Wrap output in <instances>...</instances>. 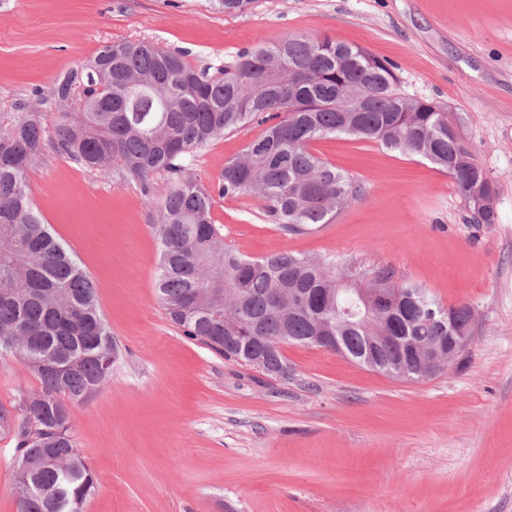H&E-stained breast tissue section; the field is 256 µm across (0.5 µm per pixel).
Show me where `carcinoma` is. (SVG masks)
<instances>
[{"instance_id": "carcinoma-1", "label": "carcinoma", "mask_w": 512, "mask_h": 512, "mask_svg": "<svg viewBox=\"0 0 512 512\" xmlns=\"http://www.w3.org/2000/svg\"><path fill=\"white\" fill-rule=\"evenodd\" d=\"M255 0H211L226 15ZM57 117L25 105L0 112V350L19 355L38 387L21 389L13 410L0 406V434L17 437V454L34 460L15 473L18 512H84L96 487L71 432V408L88 402L112 377L117 345L99 309L96 288L51 233L29 196V168L51 148L91 170L145 183L162 173L169 191L157 205L160 248L157 295L171 322L226 359L248 363L236 336L309 345L324 322L338 325L323 293L357 288L349 269L301 253L249 259L224 245L212 218L214 196L250 195L285 232L327 224L361 187L318 158L310 143L344 135L424 158L448 174L464 200L489 179L448 113L398 88L395 67L327 35L288 34L271 46L239 51L210 75L181 52L146 41L106 44L83 65L57 77L41 98ZM265 125L218 181L204 185L195 153L226 133ZM472 222L492 224V197L470 205ZM391 288L401 317L375 313L342 328L345 357L365 352L388 365L394 352L372 336L408 332L433 340L448 325L430 320L426 303L404 299L420 285L383 269L367 284ZM230 288L241 294L233 326L224 319Z\"/></svg>"}]
</instances>
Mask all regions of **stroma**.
I'll list each match as a JSON object with an SVG mask.
<instances>
[{
    "label": "stroma",
    "instance_id": "1",
    "mask_svg": "<svg viewBox=\"0 0 512 512\" xmlns=\"http://www.w3.org/2000/svg\"><path fill=\"white\" fill-rule=\"evenodd\" d=\"M310 32L391 61L405 95L457 120L496 189L495 221L471 223L431 162L332 136L311 149L361 200L288 233L254 197L219 198L225 244L250 259L336 261L363 281L390 269L441 305L469 304L475 335L427 380L296 344L283 349L287 377L264 376L183 336L160 304L152 226L164 177L119 181L45 152L30 197L93 280L120 350L109 382L72 410L96 478L85 512H512V0H256L234 16L208 0H0V112L36 106L107 43L150 40L214 71ZM262 132L211 141L195 174L213 185ZM37 386L18 356L0 354V406Z\"/></svg>",
    "mask_w": 512,
    "mask_h": 512
}]
</instances>
